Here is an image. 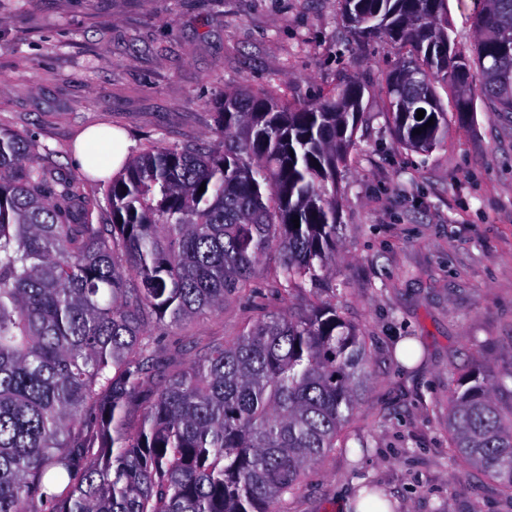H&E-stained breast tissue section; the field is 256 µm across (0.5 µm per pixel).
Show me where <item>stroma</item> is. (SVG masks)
Returning a JSON list of instances; mask_svg holds the SVG:
<instances>
[{
	"instance_id": "1",
	"label": "stroma",
	"mask_w": 512,
	"mask_h": 512,
	"mask_svg": "<svg viewBox=\"0 0 512 512\" xmlns=\"http://www.w3.org/2000/svg\"><path fill=\"white\" fill-rule=\"evenodd\" d=\"M487 0H448V33L475 39ZM402 53L362 48L337 0H0V130L32 139L48 165L106 201V180L73 163L76 138L106 124L131 154L160 143L213 145L216 106L243 87L292 107L343 82L365 86L355 145L338 176L342 226L336 305L366 343L371 377L349 445L307 473L288 512H339L371 484L396 512H512L496 482L450 461L448 377L477 360L512 366V117L478 103L448 114V140L426 154L394 139L385 93ZM258 282L252 298L166 329L168 351L232 337L263 311L299 310ZM416 343L413 366L395 356Z\"/></svg>"
}]
</instances>
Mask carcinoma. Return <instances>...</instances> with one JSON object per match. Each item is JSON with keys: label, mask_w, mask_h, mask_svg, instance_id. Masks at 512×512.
<instances>
[{"label": "carcinoma", "mask_w": 512, "mask_h": 512, "mask_svg": "<svg viewBox=\"0 0 512 512\" xmlns=\"http://www.w3.org/2000/svg\"><path fill=\"white\" fill-rule=\"evenodd\" d=\"M339 3L355 41L405 50L386 79L402 147L448 138L436 76L461 121L476 99L457 86L474 70L481 99L512 114V0H489L470 52L450 40L448 0ZM363 94L354 79L303 107L224 94L222 146L129 157L109 183L108 224L22 135L0 131V512H287L303 476L347 447L369 359L321 290L336 291V175ZM272 250L266 279L283 298L309 289L306 311L213 336L187 364L167 355L157 330L255 292ZM448 435L455 462L512 497V368L475 363L453 380Z\"/></svg>", "instance_id": "carcinoma-1"}]
</instances>
